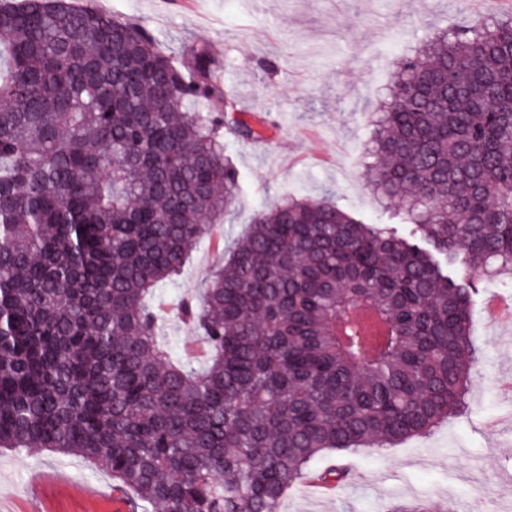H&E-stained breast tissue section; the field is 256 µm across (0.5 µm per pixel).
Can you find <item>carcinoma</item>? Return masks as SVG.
I'll use <instances>...</instances> for the list:
<instances>
[{
    "mask_svg": "<svg viewBox=\"0 0 512 512\" xmlns=\"http://www.w3.org/2000/svg\"><path fill=\"white\" fill-rule=\"evenodd\" d=\"M255 141L203 47L72 0H0V448L82 457L153 512H279L318 456L464 404L470 285L512 276V11L399 62L371 188L409 241L328 199L257 212L184 304L151 301L228 212L224 134Z\"/></svg>",
    "mask_w": 512,
    "mask_h": 512,
    "instance_id": "cac0c4a2",
    "label": "carcinoma"
}]
</instances>
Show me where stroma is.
<instances>
[{
    "instance_id": "35a3bbf8",
    "label": "stroma",
    "mask_w": 512,
    "mask_h": 512,
    "mask_svg": "<svg viewBox=\"0 0 512 512\" xmlns=\"http://www.w3.org/2000/svg\"><path fill=\"white\" fill-rule=\"evenodd\" d=\"M99 11L144 21L163 50L203 45L218 59L243 117L263 121L264 138H224L240 191L231 210L198 243L178 280L157 293L176 352L196 341L179 303L228 256L257 211L294 198L330 197L346 212L408 238L413 226L393 204L371 194L362 163L371 114L387 92L395 63L435 32L472 22L467 0H77ZM473 288L471 316L480 360L468 408L429 434L354 454L327 453L310 466L318 476L336 464L349 476L317 494L298 484L280 512H455L483 486L490 512H512V383L506 344L512 327H483L486 301L512 294V282L458 262ZM142 512L131 491L78 456L0 452V512Z\"/></svg>"
}]
</instances>
